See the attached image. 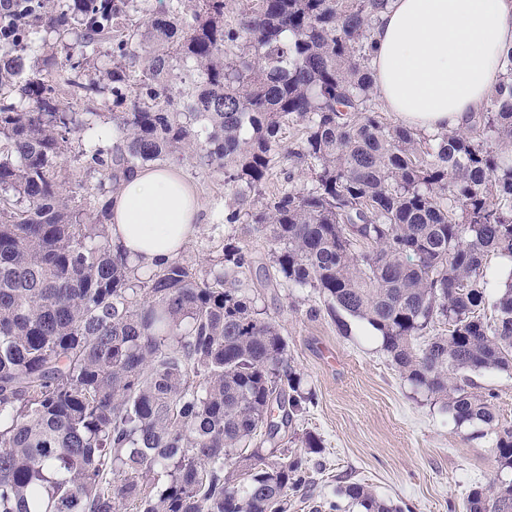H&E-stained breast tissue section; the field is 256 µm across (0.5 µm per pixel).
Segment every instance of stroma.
Wrapping results in <instances>:
<instances>
[{
  "instance_id": "stroma-1",
  "label": "stroma",
  "mask_w": 512,
  "mask_h": 512,
  "mask_svg": "<svg viewBox=\"0 0 512 512\" xmlns=\"http://www.w3.org/2000/svg\"><path fill=\"white\" fill-rule=\"evenodd\" d=\"M179 170L202 205L199 230L183 255L204 267L228 243L252 253L254 265L243 281L279 322L288 361L315 398L292 427L279 432L293 451L299 448L293 434L309 432L321 440L319 452L310 456L309 495L292 499L288 512H316L350 482L367 486L401 512H457L472 487L491 486L498 474L491 437L466 438L451 414L403 378L366 323L352 321L349 335H342L317 292L274 284L269 239L245 225L217 220L234 202L222 172L191 159ZM310 181L304 165L277 160L262 194H250L244 206L255 208L262 195ZM473 382L475 391L496 393L497 416L512 425V374L489 370L474 375Z\"/></svg>"
}]
</instances>
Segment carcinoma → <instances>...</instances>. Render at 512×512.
<instances>
[{"label":"carcinoma","mask_w":512,"mask_h":512,"mask_svg":"<svg viewBox=\"0 0 512 512\" xmlns=\"http://www.w3.org/2000/svg\"><path fill=\"white\" fill-rule=\"evenodd\" d=\"M139 2L27 0L0 51V512H288L309 492L313 434L267 461L274 411L290 424L313 394L243 288L252 254L229 244L205 269L179 253L144 270L109 232L112 192L140 167L189 157L244 198L279 155L311 185L224 223L269 238L281 279L318 292L340 330L367 323L466 438L494 436L502 477L465 512H512V426L470 379L512 370V273L489 295L485 269L512 259V47L483 112L424 137L374 108L370 33L388 0H250L233 15L195 0L129 29ZM61 30L65 59H28ZM101 119L115 142L67 165ZM338 496L397 512L357 482Z\"/></svg>","instance_id":"1"}]
</instances>
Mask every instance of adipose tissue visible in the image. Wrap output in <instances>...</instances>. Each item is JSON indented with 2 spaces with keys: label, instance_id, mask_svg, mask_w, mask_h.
I'll return each mask as SVG.
<instances>
[{
  "label": "adipose tissue",
  "instance_id": "adipose-tissue-1",
  "mask_svg": "<svg viewBox=\"0 0 512 512\" xmlns=\"http://www.w3.org/2000/svg\"><path fill=\"white\" fill-rule=\"evenodd\" d=\"M380 103L404 126L438 134L467 126L500 83L512 46V0H390L371 32ZM201 207L179 170L146 166L112 195L114 242L143 268L178 253Z\"/></svg>",
  "mask_w": 512,
  "mask_h": 512
}]
</instances>
